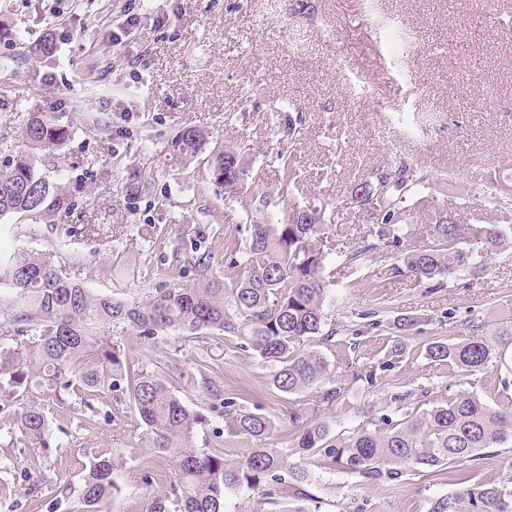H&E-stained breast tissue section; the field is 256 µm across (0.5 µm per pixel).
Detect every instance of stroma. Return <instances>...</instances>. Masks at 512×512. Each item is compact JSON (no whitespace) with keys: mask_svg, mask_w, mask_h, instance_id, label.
Returning <instances> with one entry per match:
<instances>
[{"mask_svg":"<svg viewBox=\"0 0 512 512\" xmlns=\"http://www.w3.org/2000/svg\"><path fill=\"white\" fill-rule=\"evenodd\" d=\"M48 32L49 61L34 52ZM474 100L485 111H470ZM35 112L70 130L62 155L42 157L69 208L1 218L0 247L54 250L101 295L141 300L164 283L193 287L186 264L193 245L220 258L241 244L237 227L252 216L281 220L277 204L263 209L259 199L278 194L277 156L287 150L307 185L293 204L328 201L337 249L372 226L350 202L351 181L400 161L440 176L410 208L444 199L449 210L464 207L468 223L512 225V214L486 211L478 198L491 178L512 175V0H0V169L25 152L22 130ZM185 127L204 132L205 150L236 149L247 169L238 193L216 186L203 158L174 156L171 141ZM459 183L475 195L469 204L458 197ZM394 262L369 254L354 287L339 267L329 270L348 295L329 309L330 322L371 311L386 321L401 313L422 319L418 334L402 337L407 357L387 372L384 390L351 387L332 411L305 395L285 397L271 389L269 366L211 334L168 337L184 375L174 392L203 405L192 381L207 366L225 383L260 390L277 445L289 437L292 410L353 431L368 426L367 407L385 390L422 387L443 400L455 377L419 346L452 329L467 335L473 317L512 320V250L492 258L486 276L460 273L439 288L390 277ZM448 313L453 322H445ZM391 344L387 332L371 330L358 350L339 345L325 355L343 372L351 360L377 361ZM11 423L0 414V455L16 462L17 500L37 482L45 501L61 499L70 510L81 494L83 449L103 448L124 459L113 475L121 489L114 512H145L154 489L142 483L139 459L148 450L128 403L107 396L94 410L60 413L48 455L13 446ZM448 489L426 472L389 490L336 470L321 473L311 491L320 512H348L356 500L369 512H428L430 495Z\"/></svg>","mask_w":512,"mask_h":512,"instance_id":"35a3bbf8","label":"stroma"}]
</instances>
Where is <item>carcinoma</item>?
<instances>
[{
	"label": "carcinoma",
	"instance_id": "carcinoma-1",
	"mask_svg": "<svg viewBox=\"0 0 512 512\" xmlns=\"http://www.w3.org/2000/svg\"><path fill=\"white\" fill-rule=\"evenodd\" d=\"M69 130L48 113L32 115L23 137L29 152L0 170V217L37 216L62 211L65 198L59 187L37 167L38 152H54ZM205 140L195 127L182 129L173 142L180 156L194 157ZM281 210L278 223L250 220L244 248L229 252L222 276L212 252L194 247L188 265L197 276L192 288L164 284L146 299L126 301L91 293L61 263L57 252L25 246L0 251V413L13 418L10 434L24 448L47 453L53 448L47 406H69L81 399L119 392L133 400L145 426L144 443L151 455L170 459L173 471L163 475L164 486L147 512H229L228 499L248 492L260 505H276L283 492L297 506L289 512H319L309 491L316 481L315 467H338L366 484L397 488L421 470L446 472L454 490L430 498V512H512V481L476 482L466 462L481 459L487 448L512 445V324L489 329L480 319L468 322L470 334L460 338L435 337L424 347V358L463 376L491 375L489 398L475 391L448 386L444 401L419 406L415 394L398 390L373 406L370 427L332 433L325 420L308 422L288 413L291 445L267 444L274 430L257 396L237 388L220 389L212 371L202 372L197 388L220 405L224 434L254 443L236 460L222 448H196L198 428L208 424L200 409L187 405L171 390L182 380L174 361L161 376L127 354L118 330L133 328L157 356H166L167 336L177 333L203 339L219 333L236 340L237 348L271 367V385L286 395L313 392L312 401L331 409L344 401L342 376L317 343L330 345L337 335L326 329V308L333 301L327 269L340 264L359 283L367 254L382 251L397 257L393 277L435 281L466 273L481 278L482 261L465 245L479 239L488 257L512 244L510 224H465L448 205L435 203L425 213L424 225L408 222L407 201L429 188L434 174L418 164L390 167L377 178L356 180L351 201L367 209L376 227L359 237L342 254L323 248L328 229L325 210L318 216L293 221L304 209L290 198L305 193L294 154L280 155ZM213 183L224 176H244L246 167L234 149L226 146L207 159ZM486 206L512 211V184L495 180L483 193ZM417 316H401L388 323L392 335L405 336L418 324ZM405 361L396 342L378 362H351V379L366 391L382 385L386 372ZM81 512H112L120 492L112 457L93 448L83 449ZM15 470L11 457H0V501L14 495L8 475Z\"/></svg>",
	"mask_w": 512,
	"mask_h": 512
}]
</instances>
